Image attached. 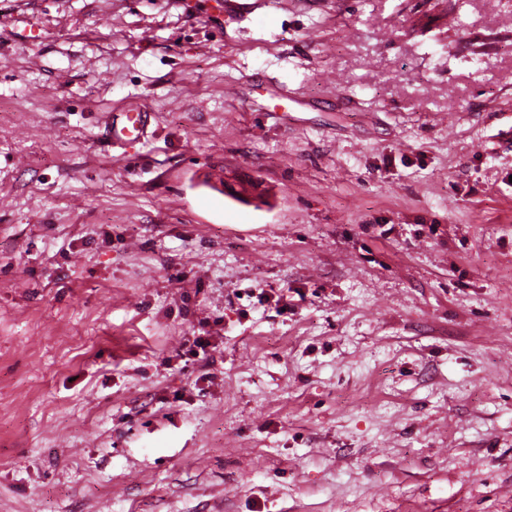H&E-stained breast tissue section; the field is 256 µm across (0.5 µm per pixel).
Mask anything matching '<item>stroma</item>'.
I'll return each mask as SVG.
<instances>
[{
  "label": "stroma",
  "instance_id": "obj_1",
  "mask_svg": "<svg viewBox=\"0 0 512 512\" xmlns=\"http://www.w3.org/2000/svg\"><path fill=\"white\" fill-rule=\"evenodd\" d=\"M0 512H512V0H0ZM104 119L106 136L112 147L119 149L132 143L151 141L158 127L156 112L144 102L112 108L111 112H105ZM200 333L198 336H193V340L187 339L182 345V356L187 355L188 358L186 361L191 360V357H199L200 352H202L203 356L207 355L208 347H212V349L216 348L215 342H212L211 340H215L214 334H218L217 331L212 330H206L205 328L210 325L208 318H202L198 321ZM202 335V336H200Z\"/></svg>",
  "mask_w": 512,
  "mask_h": 512
}]
</instances>
